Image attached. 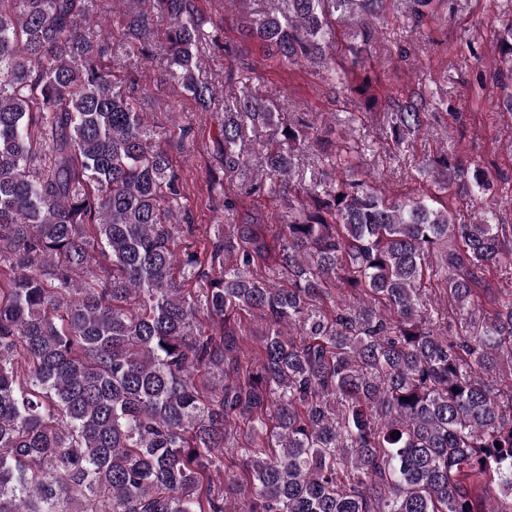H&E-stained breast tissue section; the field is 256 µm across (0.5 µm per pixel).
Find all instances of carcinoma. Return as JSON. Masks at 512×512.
I'll list each match as a JSON object with an SVG mask.
<instances>
[{
  "label": "carcinoma",
  "mask_w": 512,
  "mask_h": 512,
  "mask_svg": "<svg viewBox=\"0 0 512 512\" xmlns=\"http://www.w3.org/2000/svg\"><path fill=\"white\" fill-rule=\"evenodd\" d=\"M140 2L127 15L137 40L112 53L155 56L156 9L163 76L224 112V170L292 194L305 124H275L276 105L247 89L216 102L196 75L193 0ZM283 2L246 37L361 92L333 57L336 25L369 43L387 0ZM96 3L0 0V512H512V387L491 379L512 361V294L477 316L484 276L512 265V225L437 204L440 192L475 200L489 173L445 154L436 192L388 198L313 172L308 209L290 197L272 228L249 215L180 250L194 225L179 176L139 84L123 89L104 63ZM500 45L512 66V18ZM421 121L416 103L391 113L394 141ZM273 124L281 143L249 154V131ZM358 160L338 147L320 163ZM434 277L454 336L424 297ZM240 310L263 321L255 365ZM226 453L252 476L244 507L213 481ZM483 482L496 503L475 492Z\"/></svg>",
  "instance_id": "1"
}]
</instances>
